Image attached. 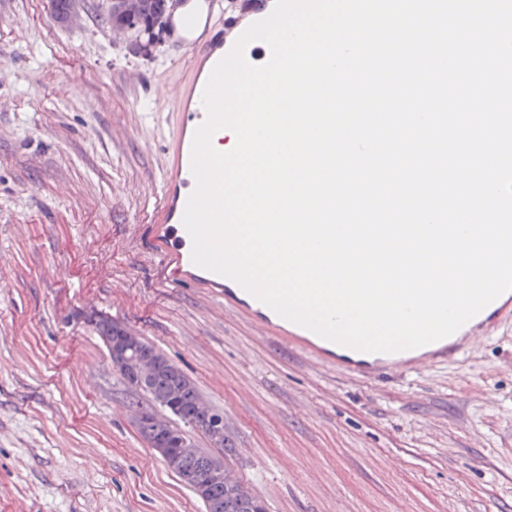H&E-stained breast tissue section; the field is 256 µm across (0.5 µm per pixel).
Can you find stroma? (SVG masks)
<instances>
[{
	"instance_id": "1",
	"label": "stroma",
	"mask_w": 512,
	"mask_h": 512,
	"mask_svg": "<svg viewBox=\"0 0 512 512\" xmlns=\"http://www.w3.org/2000/svg\"><path fill=\"white\" fill-rule=\"evenodd\" d=\"M104 0H0V512H204L138 430L91 316L224 413L267 512H512V322L463 357L359 378L162 286L148 251L184 54Z\"/></svg>"
}]
</instances>
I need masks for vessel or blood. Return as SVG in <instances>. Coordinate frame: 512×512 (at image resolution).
<instances>
[{"instance_id":"obj_1","label":"vessel or blood","mask_w":512,"mask_h":512,"mask_svg":"<svg viewBox=\"0 0 512 512\" xmlns=\"http://www.w3.org/2000/svg\"><path fill=\"white\" fill-rule=\"evenodd\" d=\"M262 2V8L246 15L225 12L222 0H176V7L168 17L166 41L188 54L193 78L175 91L178 124L167 145L162 198L151 226V243L159 257V274L165 284L188 283L195 276L192 241L182 217L195 188L190 170L192 145L197 128L207 117L202 102L207 72L231 51L249 25L271 14L276 0ZM208 281L211 287L223 289L226 308L253 320L262 332L282 337L318 361L360 374L423 370L464 353L470 340L489 335L503 319L512 318V290H509L447 338L410 350L368 353L328 341L280 317L230 278L212 272Z\"/></svg>"}]
</instances>
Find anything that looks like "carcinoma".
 <instances>
[{"mask_svg": "<svg viewBox=\"0 0 512 512\" xmlns=\"http://www.w3.org/2000/svg\"><path fill=\"white\" fill-rule=\"evenodd\" d=\"M168 0H138V6L132 13L118 5L106 2L104 20L112 26L131 27L136 31L137 39L132 44L136 54L147 55L161 40L163 31L159 22L167 20ZM155 407L176 415L183 427L179 432L188 437L187 429L203 432L211 448H197L188 442L181 462L170 461L168 467L173 472L178 469H192L202 479L207 477L212 461L220 459L228 447V436L214 437L210 434L209 422L215 415V408L203 399L195 384L178 367L160 369L154 372L144 390ZM224 512H266L264 502L231 472L224 475Z\"/></svg>", "mask_w": 512, "mask_h": 512, "instance_id": "1", "label": "carcinoma"}]
</instances>
